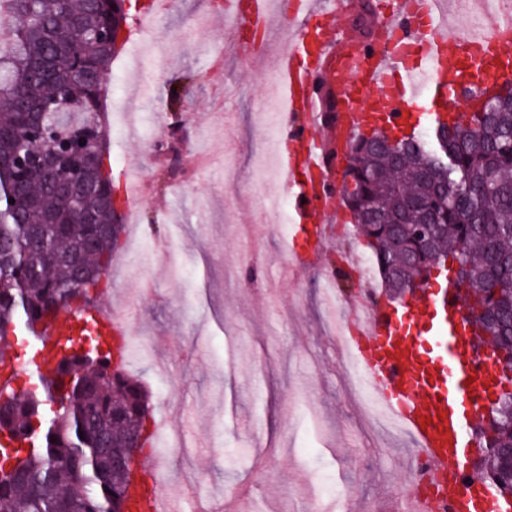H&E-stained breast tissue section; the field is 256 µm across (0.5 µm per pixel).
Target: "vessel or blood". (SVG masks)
<instances>
[{"mask_svg":"<svg viewBox=\"0 0 512 512\" xmlns=\"http://www.w3.org/2000/svg\"><path fill=\"white\" fill-rule=\"evenodd\" d=\"M340 11L324 0H298L282 16L290 38L273 68L288 123L279 129L284 184L295 189L301 233L315 260L336 242L329 231L343 223L336 202L337 151L367 127L419 128L425 119L452 113V92L512 76V17L484 11L478 28L449 33L446 0H424L421 14L404 0L381 24L396 41L376 39L364 47L338 23ZM428 99L430 113L419 110ZM350 314L362 316L364 329L354 341L364 386L380 410L413 443V461L425 462L434 494L409 497L407 512H512L491 487H470L472 418L494 371L491 361L470 346L467 310L452 287L418 289L416 296L383 304L373 294L349 297ZM81 319L96 323L115 344L127 336L122 316L101 307L85 309ZM70 334L69 321H57L39 339L27 340L16 372H44ZM131 492L140 512H180L179 500L161 494L150 463Z\"/></svg>","mask_w":512,"mask_h":512,"instance_id":"1","label":"vessel or blood"}]
</instances>
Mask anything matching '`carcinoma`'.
Masks as SVG:
<instances>
[{"label":"carcinoma","instance_id":"cac0c4a2","mask_svg":"<svg viewBox=\"0 0 512 512\" xmlns=\"http://www.w3.org/2000/svg\"><path fill=\"white\" fill-rule=\"evenodd\" d=\"M127 20L126 0H0L1 342L103 293L117 245L104 226L118 217L105 100ZM467 108L427 136L357 135L341 193L388 296L426 283L434 266L455 271L474 348L485 332L512 383V88L479 87ZM54 123L70 146L42 137L17 166L29 136ZM83 334L90 351L62 354L22 390L0 349V366L11 363L0 424L18 444L15 472L0 478V512H121L126 478L99 449L125 447L137 425L139 451L153 445L148 390L98 354L95 330ZM475 436V479L512 501V391L488 405Z\"/></svg>","mask_w":512,"mask_h":512}]
</instances>
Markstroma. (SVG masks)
Segmentation results:
<instances>
[{"instance_id":"35a3bbf8","label":"stroma","mask_w":512,"mask_h":512,"mask_svg":"<svg viewBox=\"0 0 512 512\" xmlns=\"http://www.w3.org/2000/svg\"><path fill=\"white\" fill-rule=\"evenodd\" d=\"M226 3L173 0L159 18L151 101L129 78L132 46L112 64V177L122 196L126 171L138 169L143 204L137 221L120 222L99 304L137 306L127 370L151 391L155 422L192 447L172 456L164 491L205 512H318L347 484L350 512H400L410 473L356 408L325 326L317 285L336 255L288 272L278 243L295 236L297 211L273 224L256 207L275 186L246 161L269 136L261 90L284 33L243 52L219 19ZM176 121L186 146L166 169L154 147ZM252 242L264 265L250 278L234 256Z\"/></svg>"}]
</instances>
